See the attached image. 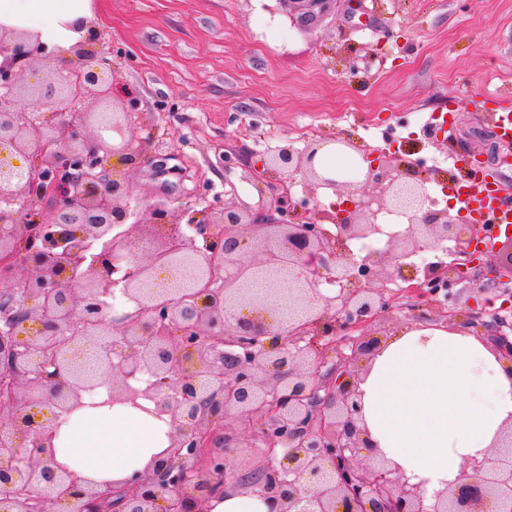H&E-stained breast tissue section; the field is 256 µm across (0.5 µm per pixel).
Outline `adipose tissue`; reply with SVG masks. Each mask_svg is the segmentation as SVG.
I'll use <instances>...</instances> for the list:
<instances>
[{
    "mask_svg": "<svg viewBox=\"0 0 512 512\" xmlns=\"http://www.w3.org/2000/svg\"><path fill=\"white\" fill-rule=\"evenodd\" d=\"M92 0H0V28L38 36L59 61L93 31ZM358 388L375 456L426 495L487 454L512 421V363L465 330L405 326L364 362ZM106 389L60 419L51 465L79 486L122 485L171 452L169 415L148 399L109 404Z\"/></svg>",
    "mask_w": 512,
    "mask_h": 512,
    "instance_id": "adipose-tissue-1",
    "label": "adipose tissue"
}]
</instances>
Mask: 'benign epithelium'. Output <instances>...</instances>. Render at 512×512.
Masks as SVG:
<instances>
[{"label": "benign epithelium", "instance_id": "7a95c632", "mask_svg": "<svg viewBox=\"0 0 512 512\" xmlns=\"http://www.w3.org/2000/svg\"><path fill=\"white\" fill-rule=\"evenodd\" d=\"M276 2L294 29L311 34L338 0ZM38 63L45 80L25 84ZM113 76L96 36L63 68L33 35L0 31V512H205L229 487L275 512H509L512 425L430 502L372 455L357 426L356 365L378 352L380 320L401 311L384 285L406 283L412 317L426 320L439 292L470 278L488 254L491 228L435 208L426 179L394 160L361 154L365 192L318 172V148L291 144L260 159L279 174L271 206L217 212L160 197L148 220L126 228L130 183L109 162L118 156L134 169L152 141L127 136L126 109L87 111L89 100L109 99ZM322 190L346 202L328 210ZM392 214L407 227L384 230ZM378 235L381 247L351 249ZM445 244L452 261L418 277L408 259ZM161 270L169 273L162 288ZM487 273L511 283L512 251ZM250 278L267 293L239 288ZM117 289L134 312H114ZM441 317L480 332L512 362V334L498 314L471 307ZM102 385L111 403L159 399L174 451L119 488L79 489L49 465L52 426ZM34 406L50 417L37 420ZM231 418L248 425L260 454L232 485L240 438Z\"/></svg>", "mask_w": 512, "mask_h": 512}]
</instances>
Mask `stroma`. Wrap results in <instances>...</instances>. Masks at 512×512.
Wrapping results in <instances>:
<instances>
[{
  "label": "stroma",
  "mask_w": 512,
  "mask_h": 512,
  "mask_svg": "<svg viewBox=\"0 0 512 512\" xmlns=\"http://www.w3.org/2000/svg\"><path fill=\"white\" fill-rule=\"evenodd\" d=\"M274 0H95L127 132L154 149L129 172L131 204L164 192L197 209L269 199L255 167L271 146L336 138L401 156L428 190L497 168L495 114L512 107V0H362L299 35ZM460 306L512 307V287L474 277Z\"/></svg>",
  "instance_id": "1"
}]
</instances>
